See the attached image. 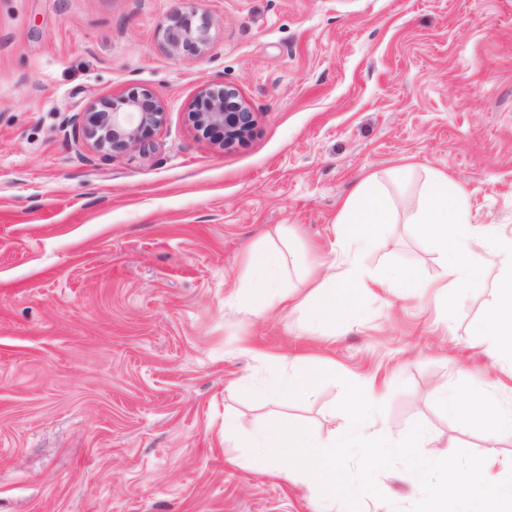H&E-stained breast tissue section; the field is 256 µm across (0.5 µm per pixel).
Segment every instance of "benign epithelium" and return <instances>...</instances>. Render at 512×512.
Masks as SVG:
<instances>
[{"instance_id": "7a95c632", "label": "benign epithelium", "mask_w": 512, "mask_h": 512, "mask_svg": "<svg viewBox=\"0 0 512 512\" xmlns=\"http://www.w3.org/2000/svg\"><path fill=\"white\" fill-rule=\"evenodd\" d=\"M192 3L181 0L182 7L170 16L163 31V45L173 56L196 57L208 50V22L197 17ZM192 118L204 135L218 136L226 145L248 137L256 125V113L237 88L221 82L202 87ZM164 120L161 101L149 90L133 87L121 95L93 101L87 112L75 118V126L92 151L111 156L144 141Z\"/></svg>"}]
</instances>
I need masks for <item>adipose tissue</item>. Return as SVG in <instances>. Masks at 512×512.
I'll return each mask as SVG.
<instances>
[{"label": "adipose tissue", "instance_id": "1", "mask_svg": "<svg viewBox=\"0 0 512 512\" xmlns=\"http://www.w3.org/2000/svg\"><path fill=\"white\" fill-rule=\"evenodd\" d=\"M396 221L393 198L376 177L365 178L344 200L337 218L346 256L343 270L316 276L310 298L300 301L281 286L279 279L293 265V256L279 249L257 247L247 255L245 286L240 294L251 298L255 312L273 305L297 306L309 329L322 331L351 306L355 289L363 287L358 277L360 255L374 244L382 225ZM407 221L421 236L438 241L444 271L455 279L478 287L483 268L498 267L497 297L480 320L481 334L488 353L512 362V230L471 223L465 195L442 172L431 173ZM493 392L490 386L473 392L445 386L440 389L449 413L466 415L476 429L512 434V407H492Z\"/></svg>", "mask_w": 512, "mask_h": 512}]
</instances>
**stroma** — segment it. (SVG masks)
<instances>
[{
    "label": "stroma",
    "mask_w": 512,
    "mask_h": 512,
    "mask_svg": "<svg viewBox=\"0 0 512 512\" xmlns=\"http://www.w3.org/2000/svg\"><path fill=\"white\" fill-rule=\"evenodd\" d=\"M210 26L198 58L161 33L177 0H0V512H317L315 497L224 439L285 414L329 438L342 380L383 385L376 418L422 453L455 444L512 458L449 414L442 385L512 405V365L476 324L497 268L456 301L438 242L384 225L360 267L426 282L381 289L324 334L302 313L241 302L248 249L336 257V217L376 176L405 207L447 172L473 223L512 226V0H195ZM238 89L257 114L233 145L198 132L202 86ZM151 90L166 119L110 157L72 118L104 95ZM291 225L295 235L282 241ZM337 377L288 404L245 397L293 363ZM377 483L410 512L403 467Z\"/></svg>",
    "instance_id": "stroma-1"
}]
</instances>
